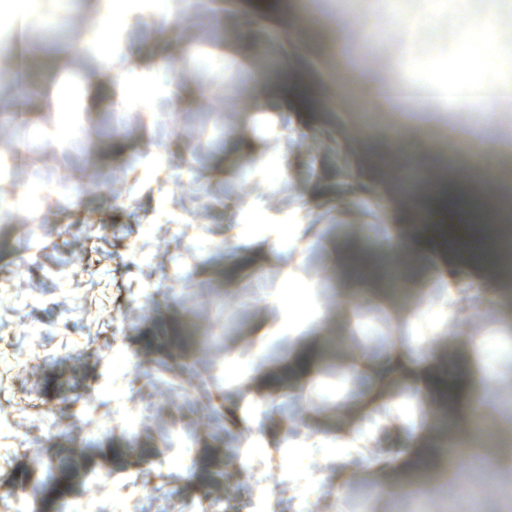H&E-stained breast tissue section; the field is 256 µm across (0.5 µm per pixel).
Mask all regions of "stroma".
<instances>
[{
  "label": "stroma",
  "mask_w": 512,
  "mask_h": 512,
  "mask_svg": "<svg viewBox=\"0 0 512 512\" xmlns=\"http://www.w3.org/2000/svg\"><path fill=\"white\" fill-rule=\"evenodd\" d=\"M57 2L42 15L72 38L35 56L29 95L11 93L0 9L29 154L0 153V512H512L490 491L512 482V420L489 390L512 382V252L488 263L417 230L469 135H512V97L483 114L460 92L409 112L336 94L359 72L435 87L463 56L474 85H512V59L488 63L437 0L390 5L438 30L423 60L359 24L341 57L336 19L369 0H132L119 24L111 0ZM356 253L368 278L339 260ZM162 331L172 366L208 377L195 397L155 375ZM407 344L431 345L448 391L353 368ZM417 433L493 462L406 468Z\"/></svg>",
  "instance_id": "stroma-1"
}]
</instances>
